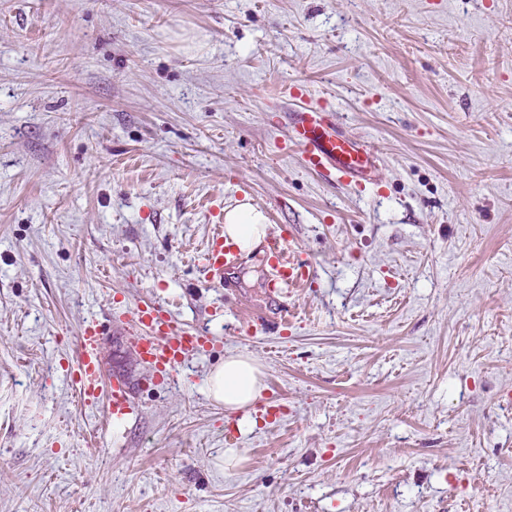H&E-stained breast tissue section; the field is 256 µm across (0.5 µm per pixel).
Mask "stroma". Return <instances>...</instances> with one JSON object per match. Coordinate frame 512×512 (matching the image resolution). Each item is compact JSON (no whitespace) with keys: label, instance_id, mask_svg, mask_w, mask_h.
Returning a JSON list of instances; mask_svg holds the SVG:
<instances>
[{"label":"stroma","instance_id":"1","mask_svg":"<svg viewBox=\"0 0 512 512\" xmlns=\"http://www.w3.org/2000/svg\"><path fill=\"white\" fill-rule=\"evenodd\" d=\"M293 84L380 189L304 168ZM244 200L305 287L259 253L207 282ZM115 300L214 346L142 387ZM93 317L119 423L74 382ZM237 354L265 390L228 412ZM0 512H512V0H0ZM268 253L276 271L273 288L298 287L314 279L312 262L293 246L290 238L288 244L285 237L269 240ZM211 399L232 412L253 405L264 386L255 359L248 355H231L210 372L206 381ZM108 399L109 413L114 420L131 413L134 409L133 396L126 381L117 376H112L111 378L108 388Z\"/></svg>","mask_w":512,"mask_h":512}]
</instances>
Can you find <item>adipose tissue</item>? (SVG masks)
Returning <instances> with one entry per match:
<instances>
[{
  "label": "adipose tissue",
  "instance_id": "adipose-tissue-1",
  "mask_svg": "<svg viewBox=\"0 0 512 512\" xmlns=\"http://www.w3.org/2000/svg\"><path fill=\"white\" fill-rule=\"evenodd\" d=\"M264 214L248 202L224 210V236L246 255L255 252L267 235ZM211 399L232 412L253 405L262 395L261 371L247 355H232L210 372L206 381Z\"/></svg>",
  "mask_w": 512,
  "mask_h": 512
}]
</instances>
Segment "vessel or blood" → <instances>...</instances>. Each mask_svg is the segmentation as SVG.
I'll return each mask as SVG.
<instances>
[{
  "label": "vessel or blood",
  "mask_w": 512,
  "mask_h": 512,
  "mask_svg": "<svg viewBox=\"0 0 512 512\" xmlns=\"http://www.w3.org/2000/svg\"><path fill=\"white\" fill-rule=\"evenodd\" d=\"M289 95L294 101L288 113L290 143L305 167L325 181L337 180L364 191L373 183L377 170L374 146L340 131L332 119L333 108L326 101H311L296 86L290 87ZM268 253L276 272L275 287H298L313 280L312 262L286 238L271 239ZM237 260L233 246L224 239L223 227H216L200 259L206 279L225 285L224 273ZM131 316L137 329L132 347L151 366L156 378L172 377L187 359L208 352L213 346L212 337L206 333L177 327L161 303H141ZM101 334L99 320L85 321L80 333L75 382L87 403L93 402L100 392H107L109 413L116 420L133 411V396L124 379L115 376L111 381H104L99 350Z\"/></svg>",
  "instance_id": "vessel-or-blood-1"
}]
</instances>
